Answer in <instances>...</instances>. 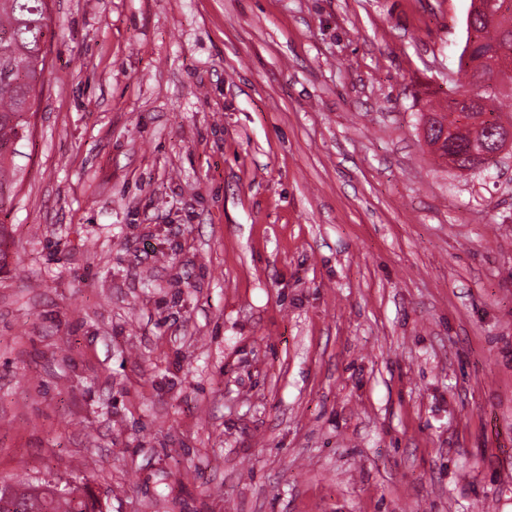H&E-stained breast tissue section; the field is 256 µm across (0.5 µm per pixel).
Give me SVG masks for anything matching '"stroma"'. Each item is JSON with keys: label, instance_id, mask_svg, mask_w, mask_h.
I'll return each mask as SVG.
<instances>
[{"label": "stroma", "instance_id": "stroma-1", "mask_svg": "<svg viewBox=\"0 0 512 512\" xmlns=\"http://www.w3.org/2000/svg\"><path fill=\"white\" fill-rule=\"evenodd\" d=\"M470 0H50L0 209V482L106 512H512V149L423 115Z\"/></svg>", "mask_w": 512, "mask_h": 512}]
</instances>
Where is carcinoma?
<instances>
[{
    "label": "carcinoma",
    "instance_id": "obj_1",
    "mask_svg": "<svg viewBox=\"0 0 512 512\" xmlns=\"http://www.w3.org/2000/svg\"><path fill=\"white\" fill-rule=\"evenodd\" d=\"M49 0H0V206L9 199L6 191L11 180L6 175L4 158L15 142L27 132L26 115L33 108L38 83L46 66L44 46L49 30ZM473 35L482 42L478 51L467 60L459 61L463 79L453 92L474 94L479 98L480 113H493L497 92L478 88L472 79L489 70L485 52L504 42L512 47V31L506 32L502 23L480 19ZM430 115L446 119L468 118L458 111L455 99L450 98ZM458 139L481 144L490 135L485 122L465 123L459 127ZM10 512H104L101 502L88 495L75 482L60 488L56 485L9 487Z\"/></svg>",
    "mask_w": 512,
    "mask_h": 512
}]
</instances>
